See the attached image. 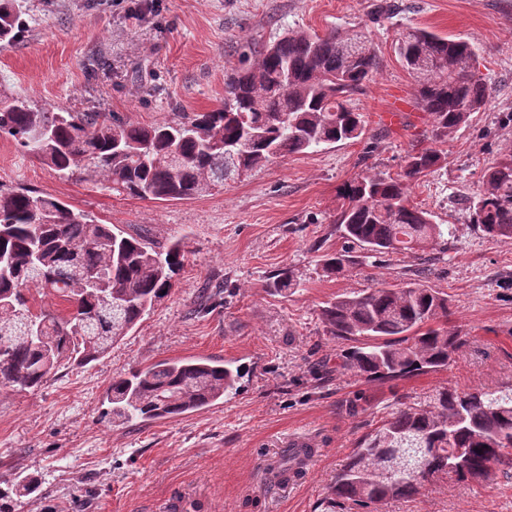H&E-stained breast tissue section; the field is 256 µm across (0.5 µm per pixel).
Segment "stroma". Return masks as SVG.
<instances>
[{
	"label": "stroma",
	"instance_id": "1",
	"mask_svg": "<svg viewBox=\"0 0 512 512\" xmlns=\"http://www.w3.org/2000/svg\"><path fill=\"white\" fill-rule=\"evenodd\" d=\"M26 25L0 48V94L35 105L104 112L148 125L208 112L242 51L283 29L360 30L380 67L355 107L367 135L279 158L222 191L179 201L112 192L86 175L60 177L0 139V185L25 186L85 211L98 223L190 253L171 293L112 349L68 364L35 392L0 389V477L41 476L40 499L16 512H323L337 472L360 440L401 405L452 384L512 383V240H492L464 206L487 164L512 146V0H399L392 17L377 0H19ZM461 38L494 92L442 149L446 165L411 185L413 204L448 227L447 249L358 259L344 276H322L320 256L345 249L330 218L339 186L367 171L400 172L408 151L431 147V120L394 52L405 26ZM410 105L397 121L390 102ZM300 278L285 294L266 285L283 269ZM423 281L447 294L449 327L469 338L445 370L391 382L336 376L340 343L319 318L342 293ZM220 357L244 366L223 403L172 419L110 422L113 376L164 359ZM357 413H349V403ZM316 449L289 485L264 467L290 436ZM379 512H512V475L479 485H428Z\"/></svg>",
	"mask_w": 512,
	"mask_h": 512
}]
</instances>
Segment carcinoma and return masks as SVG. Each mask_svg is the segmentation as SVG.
<instances>
[{"mask_svg": "<svg viewBox=\"0 0 512 512\" xmlns=\"http://www.w3.org/2000/svg\"><path fill=\"white\" fill-rule=\"evenodd\" d=\"M22 26L15 0H0V45ZM396 52L416 81V104L432 118V138L448 142L491 96L475 70L466 41L420 27L399 33ZM380 60L357 31L323 35L287 30L242 54L224 80L220 107L152 125L126 123L102 112L32 106L0 97V138L59 177L85 172L120 194L155 201L187 200L224 187L236 171L249 175L275 159L323 145L360 140L366 121L351 106ZM37 130L47 132L42 141ZM446 161L440 150L405 156L392 176L373 172L338 188L333 223L341 237L373 254L415 253L443 242L432 213L410 203V184ZM471 222L491 239H512V150L489 166L483 188L469 202ZM188 255L183 239L167 245L124 235L58 198L0 186V387L38 390L70 361L88 364L121 341L173 287ZM354 263L346 250L322 256L328 276ZM297 285L285 269L266 288ZM67 303L66 313L42 309L38 294ZM451 315L448 296L420 283L340 294L320 309L340 350L336 374L367 382L394 381L446 369L467 342L440 319ZM243 368L207 357L165 360L115 378L107 390L114 420L175 418L209 408L237 390ZM466 457L464 473L448 456ZM302 461L289 448L268 468L286 484ZM512 467V385L502 389L441 386L423 403L399 408L367 434L331 487L330 503L368 509L410 499L432 479L481 484L497 467ZM42 479L17 474L0 480V512H15L24 497H41Z\"/></svg>", "mask_w": 512, "mask_h": 512, "instance_id": "carcinoma-1", "label": "carcinoma"}]
</instances>
